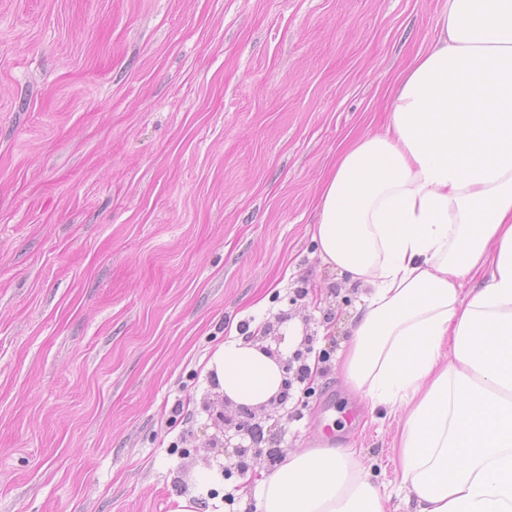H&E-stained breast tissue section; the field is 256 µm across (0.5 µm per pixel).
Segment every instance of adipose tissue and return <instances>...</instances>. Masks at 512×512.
Masks as SVG:
<instances>
[{"label": "adipose tissue", "mask_w": 512, "mask_h": 512, "mask_svg": "<svg viewBox=\"0 0 512 512\" xmlns=\"http://www.w3.org/2000/svg\"><path fill=\"white\" fill-rule=\"evenodd\" d=\"M387 112L318 193L321 259L371 288L341 375L367 406L406 408L415 512H512V0H448ZM205 371L237 406L282 391V359L250 340ZM388 499L352 449L308 448L262 480L258 512H385Z\"/></svg>", "instance_id": "1"}]
</instances>
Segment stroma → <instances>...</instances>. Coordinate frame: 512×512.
<instances>
[{"label": "stroma", "mask_w": 512, "mask_h": 512, "mask_svg": "<svg viewBox=\"0 0 512 512\" xmlns=\"http://www.w3.org/2000/svg\"><path fill=\"white\" fill-rule=\"evenodd\" d=\"M447 7L0 0V512H176L254 420L278 442L225 474L224 512H257L263 475L330 426L410 512L404 413L339 373L364 290L313 233L339 146L382 131ZM245 320L277 355L329 350L310 398L214 390L205 363Z\"/></svg>", "instance_id": "1"}]
</instances>
